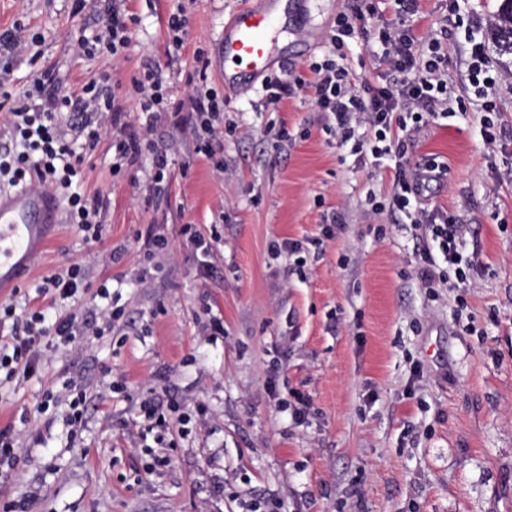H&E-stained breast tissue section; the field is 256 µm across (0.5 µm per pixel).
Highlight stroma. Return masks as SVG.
<instances>
[{
    "mask_svg": "<svg viewBox=\"0 0 512 512\" xmlns=\"http://www.w3.org/2000/svg\"><path fill=\"white\" fill-rule=\"evenodd\" d=\"M241 0H127L138 19L125 55L76 53L78 28L98 29L99 0H0V33L22 22L40 34L36 61L19 59L7 80L20 88L51 67L63 90L94 74L129 80L145 57L167 60L168 15L183 6L189 36L182 68H166L185 98L195 51L209 59L223 94L225 177L199 153L191 115L155 129L169 156L164 195L145 172L113 174L111 139L87 163L80 187L106 201L99 243L59 223L32 273L81 264L107 282L119 319L91 296L42 305L51 317L78 313L94 335L45 352L37 378L0 383V428L12 426L29 459L0 482V504L27 512H512V81L482 93L469 81L470 44L448 43V98L466 112L412 132L408 179L427 162L447 168L420 200L454 215L466 255L480 265L466 281L433 288L414 277L424 241L389 208L394 171L352 153L322 129L312 94L294 90L267 107L262 82L225 85L219 40L224 14ZM352 0H289L287 78L325 51L334 19ZM502 0H471L490 57L512 72V52L490 39ZM501 135H482L485 100ZM286 125L287 151L265 131ZM344 223L331 224L333 212ZM212 240L204 254L184 234ZM166 249L149 252L148 236ZM295 255L272 257L271 241ZM224 333H210L213 320ZM58 397L45 414L43 391ZM85 393L81 421L70 402ZM310 403L303 425L281 401ZM185 412L150 430L147 399ZM39 443H32L33 435Z\"/></svg>",
    "mask_w": 512,
    "mask_h": 512,
    "instance_id": "obj_1",
    "label": "stroma"
}]
</instances>
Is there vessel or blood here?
<instances>
[{
  "label": "vessel or blood",
  "mask_w": 512,
  "mask_h": 512,
  "mask_svg": "<svg viewBox=\"0 0 512 512\" xmlns=\"http://www.w3.org/2000/svg\"><path fill=\"white\" fill-rule=\"evenodd\" d=\"M278 0H245L224 25L220 52L236 75L251 82L268 74L279 37ZM52 197L28 190L0 194V289L18 287L48 244Z\"/></svg>",
  "instance_id": "1"
}]
</instances>
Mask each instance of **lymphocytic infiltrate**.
Masks as SVG:
<instances>
[{"mask_svg": "<svg viewBox=\"0 0 512 512\" xmlns=\"http://www.w3.org/2000/svg\"><path fill=\"white\" fill-rule=\"evenodd\" d=\"M421 0H356L352 14H340L327 38L321 60L308 64L306 72L292 73L289 81L267 78L263 88L266 104L279 105L288 87L310 89L317 111L324 115V132L339 142H353L356 151H369L376 162L392 161L397 209L422 227L432 242L421 256L416 275L423 287H434L440 266L465 278L459 251V226L453 216L417 205L419 187L404 176L408 162L406 134L420 124L448 112V30L424 32ZM125 0H109L99 29L78 30L76 51L93 52L103 43L112 52L127 49L137 19L124 7ZM361 38L366 54L384 71L374 83L355 85L344 62L347 40ZM142 75L122 82L103 71L90 78L79 94L58 85L53 69L37 70L22 89L0 82V114L4 115L13 145L0 147V185L40 192L65 202L66 221L78 225L87 240L102 239L103 213L99 195L87 194L74 185L96 151L104 134L113 137V173L140 169L150 163L156 192H163L168 169L166 153L151 138L154 125L180 115L190 106L209 137L201 147L213 172L223 173L224 137L227 130L219 117L224 99L207 80L208 62L197 57L187 77V101H175L163 87L162 68L153 61L142 65ZM139 114L138 128H129V108ZM76 116L72 130L60 124L64 113ZM366 128L358 137V128ZM88 289L81 266L46 276L36 287L37 296L67 300ZM11 321L13 336L0 344V371L7 377H36L44 344H70L85 335L77 314L48 321L43 310L6 305L0 323Z\"/></svg>", "mask_w": 512, "mask_h": 512, "instance_id": "1", "label": "lymphocytic infiltrate"}]
</instances>
